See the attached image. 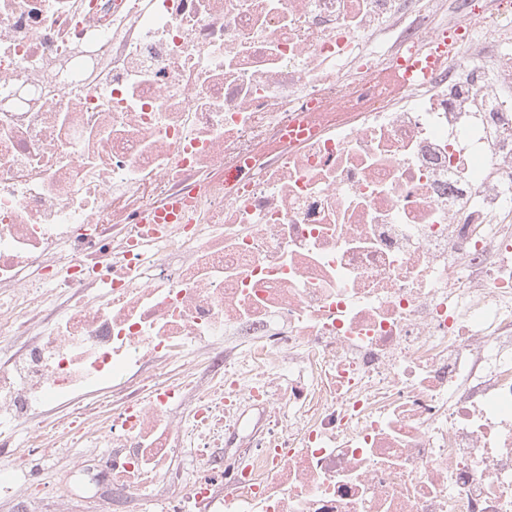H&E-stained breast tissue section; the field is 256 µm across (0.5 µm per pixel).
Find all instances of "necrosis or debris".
<instances>
[{
	"label": "necrosis or debris",
	"instance_id": "necrosis-or-debris-1",
	"mask_svg": "<svg viewBox=\"0 0 512 512\" xmlns=\"http://www.w3.org/2000/svg\"><path fill=\"white\" fill-rule=\"evenodd\" d=\"M507 254L512 0H0V498L512 512Z\"/></svg>",
	"mask_w": 512,
	"mask_h": 512
}]
</instances>
